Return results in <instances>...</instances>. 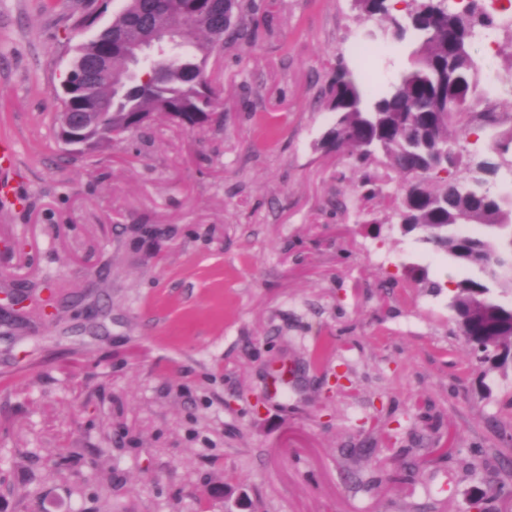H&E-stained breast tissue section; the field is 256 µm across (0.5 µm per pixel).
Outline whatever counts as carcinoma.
<instances>
[{
  "instance_id": "carcinoma-1",
  "label": "carcinoma",
  "mask_w": 512,
  "mask_h": 512,
  "mask_svg": "<svg viewBox=\"0 0 512 512\" xmlns=\"http://www.w3.org/2000/svg\"><path fill=\"white\" fill-rule=\"evenodd\" d=\"M355 5L367 20L391 17L389 0ZM247 9L246 0H125L110 25L78 47L75 71L86 76L79 99L112 101L105 127L119 141L130 136V112L163 113L173 121L209 112L212 121L221 120L220 82L203 87L194 74L208 69L215 46L256 39L257 26L244 21ZM394 23L399 38L413 35L407 70L379 92L348 66L336 67L326 91L335 120L320 147L350 150L362 168L357 187L366 199L376 195L382 170L413 176L389 213L404 231L420 232L458 266L479 273L456 282L450 308L465 335L507 353L512 305L496 292L512 293V207L488 185L509 143L490 135L484 157L464 167L447 155L449 132L460 138L503 120L492 105L470 111L484 98L471 41L476 27L494 25L493 17H467L446 0H411L406 24ZM110 45L115 50L103 70L87 73Z\"/></svg>"
}]
</instances>
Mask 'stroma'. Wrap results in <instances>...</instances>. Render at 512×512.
Here are the masks:
<instances>
[{"instance_id":"35a3bbf8","label":"stroma","mask_w":512,"mask_h":512,"mask_svg":"<svg viewBox=\"0 0 512 512\" xmlns=\"http://www.w3.org/2000/svg\"><path fill=\"white\" fill-rule=\"evenodd\" d=\"M254 4L222 123L78 157L63 82L124 0H0V512H512V367L457 330L467 269L369 223L352 159L317 148L336 63L384 89L407 41L353 0ZM471 50L511 132L512 29ZM45 291L51 316H15Z\"/></svg>"}]
</instances>
